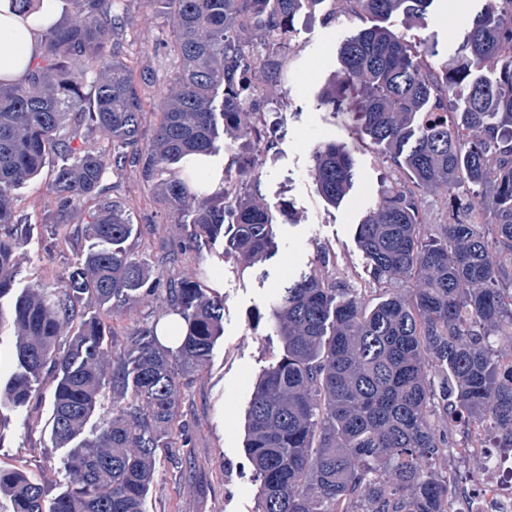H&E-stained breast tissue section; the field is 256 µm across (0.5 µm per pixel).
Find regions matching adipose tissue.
<instances>
[{"label":"adipose tissue","instance_id":"obj_1","mask_svg":"<svg viewBox=\"0 0 512 512\" xmlns=\"http://www.w3.org/2000/svg\"><path fill=\"white\" fill-rule=\"evenodd\" d=\"M63 16L61 0H42L37 14L23 15L13 0H0V36L7 37L10 48L0 53V83L18 81L40 53L43 31L59 24Z\"/></svg>","mask_w":512,"mask_h":512}]
</instances>
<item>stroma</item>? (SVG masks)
<instances>
[{
    "instance_id": "35a3bbf8",
    "label": "stroma",
    "mask_w": 512,
    "mask_h": 512,
    "mask_svg": "<svg viewBox=\"0 0 512 512\" xmlns=\"http://www.w3.org/2000/svg\"><path fill=\"white\" fill-rule=\"evenodd\" d=\"M128 24L119 36L118 57L140 82L145 98L143 136H151L159 119L160 98L179 69L169 51L172 30L146 0H126ZM478 0H433L422 29H405L400 18L389 27L407 39L435 42L439 58L452 60L458 38ZM369 16L339 15L328 20L325 11L298 13L292 40L274 52L283 80L258 76L265 94L259 103L275 135L269 150L254 153L250 137L221 136L220 161L236 170L254 158L259 198L273 214L277 247L257 264H240L229 237L204 242L186 252L168 276L203 282L224 301V334L202 372L180 377L174 427L181 436L176 447L158 454L154 482L146 496L145 512H256L258 481L245 449L246 412L255 384L283 352L279 336L268 322L269 303L289 280L319 271L318 248L335 258L337 275L346 277L365 308L386 299V286L373 280L356 243V229L366 211L376 208L385 187L404 182L402 169L388 161L381 147L361 133L359 97L347 91L341 110L321 108L317 99L340 81L342 40L372 26ZM327 141L344 144L356 163L349 194L327 203L311 174L315 148ZM72 157L54 155L41 173L14 192V209L24 229L17 252L14 289L57 283L93 249L83 211L60 220L50 188L52 167L72 164ZM112 197L125 209L132 231L125 249L147 271L157 272L166 248L182 244L193 233L190 216L175 218L146 191L133 169L107 173ZM79 316L95 319L112 334L116 347L140 324L166 317L162 296L107 303L83 299ZM56 379L44 372L30 399L20 409L0 412V467L34 476L55 497L71 487L73 473L66 452L54 447L48 426Z\"/></svg>"
}]
</instances>
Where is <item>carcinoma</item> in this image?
Segmentation results:
<instances>
[{
	"label": "carcinoma",
	"instance_id": "obj_1",
	"mask_svg": "<svg viewBox=\"0 0 512 512\" xmlns=\"http://www.w3.org/2000/svg\"><path fill=\"white\" fill-rule=\"evenodd\" d=\"M75 20L41 37L39 60L17 82L0 84V228L15 224L14 190L40 173L52 154L77 156L53 171L63 214L101 197L107 171L138 170L174 216L192 215L194 241L224 233L251 264L275 246L272 215L256 200L258 181L243 166L245 191L233 202L202 192L198 157L220 152L218 127L259 136L244 95L245 69L271 64L263 51L292 33L302 0H147L165 15L170 51L181 69L165 92L161 120L138 146L144 98L130 68L113 52L123 0H69ZM354 15L400 17L423 26L433 0H342ZM260 34V46L239 33ZM437 46L375 25L340 48L341 83L363 92L361 129L404 169L414 189L446 193L441 234L423 222L414 189L390 186L358 225L357 242L373 278L415 281L372 309L353 290L323 275L278 289L269 321L283 354L256 383L246 415V451L259 481L258 512H443L448 477L438 464L448 432H438L436 401H451L457 430L487 421L512 438V373L493 352L512 337V267L492 249L512 252V0H482L461 34L451 67H437ZM98 75L91 93L89 74ZM468 83L453 126L426 127L424 112ZM112 135V153L85 151L65 133L70 113ZM313 176L330 203L352 188L355 162L340 144L318 146ZM496 177L487 176L489 167ZM465 184L468 191H458ZM125 211L100 201L87 230L98 241L83 265L53 288L36 286L0 306V327L15 329L17 369L0 388V410L25 405L42 371L57 385L49 419L54 446L69 449L70 490L45 505L44 487L0 468V493L12 512H144L158 450L175 416L179 372L204 367L224 332V301L189 279L169 282L167 303L176 351L142 325L112 349V417L86 433L106 374L103 326L78 320L88 296L144 298L156 288L144 265L120 247ZM22 235L0 231V300L13 291ZM77 322L70 336L63 326ZM443 368L433 388L426 361Z\"/></svg>",
	"mask_w": 512,
	"mask_h": 512
}]
</instances>
